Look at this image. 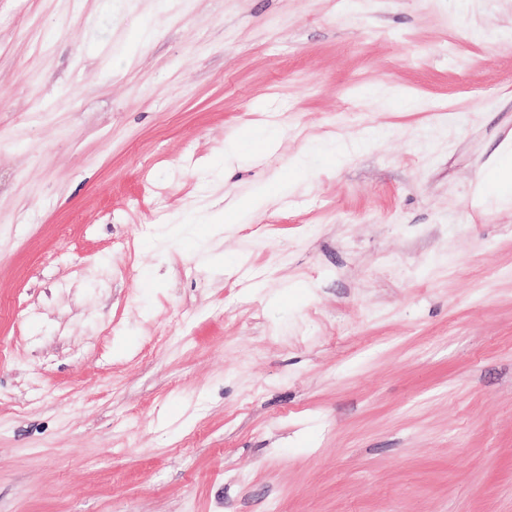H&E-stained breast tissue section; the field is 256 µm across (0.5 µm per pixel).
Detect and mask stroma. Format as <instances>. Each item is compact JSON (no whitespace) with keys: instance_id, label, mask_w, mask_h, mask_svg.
Wrapping results in <instances>:
<instances>
[{"instance_id":"obj_1","label":"stroma","mask_w":512,"mask_h":512,"mask_svg":"<svg viewBox=\"0 0 512 512\" xmlns=\"http://www.w3.org/2000/svg\"><path fill=\"white\" fill-rule=\"evenodd\" d=\"M511 135L512 0H0V512H512ZM279 129L272 124H258L246 128L236 139L224 145V168H230L242 156L256 160L275 149ZM342 150L336 140L326 141L312 154L299 155L289 162V178L265 182L253 192L234 197L223 209L217 211H182L170 218V224H161L160 230L151 239V248L164 251L173 245L189 248L202 265H210L224 254H216L212 240L221 235L232 224H242L280 195L288 184L307 182L313 172L321 167L335 164V155ZM224 224V225H223ZM474 196L483 203L512 202V142L504 143L496 158L481 172Z\"/></svg>"}]
</instances>
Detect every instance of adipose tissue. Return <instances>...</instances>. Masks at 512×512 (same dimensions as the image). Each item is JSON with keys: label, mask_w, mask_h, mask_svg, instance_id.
Wrapping results in <instances>:
<instances>
[{"label": "adipose tissue", "mask_w": 512, "mask_h": 512, "mask_svg": "<svg viewBox=\"0 0 512 512\" xmlns=\"http://www.w3.org/2000/svg\"><path fill=\"white\" fill-rule=\"evenodd\" d=\"M278 135V128L272 124L246 128L236 139L225 144V166H232L243 156L263 158L274 150ZM341 149V144L330 140L313 153L295 157L288 166V180L262 183L254 191L234 197L223 209L175 213L152 238V249L163 251L179 245L189 248L200 264L214 263L217 255L211 242L226 227L244 223L280 195L287 184L308 181L315 170L334 164L335 155ZM474 196L483 203L512 202V143L503 144L496 158L481 172L474 187Z\"/></svg>", "instance_id": "ef3b65f1"}]
</instances>
